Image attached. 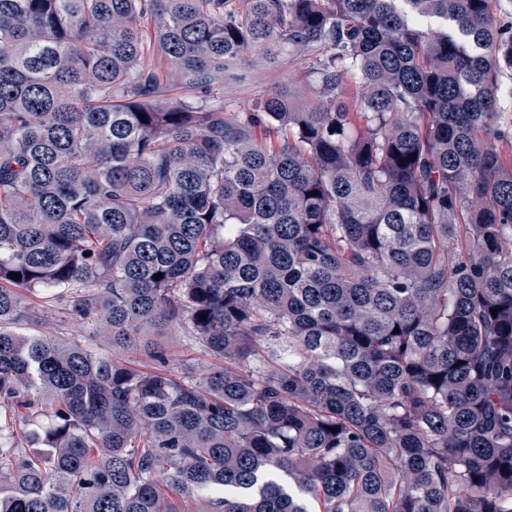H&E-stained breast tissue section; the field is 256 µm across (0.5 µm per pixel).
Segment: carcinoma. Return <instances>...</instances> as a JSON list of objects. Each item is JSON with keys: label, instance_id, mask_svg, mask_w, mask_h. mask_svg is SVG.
I'll list each match as a JSON object with an SVG mask.
<instances>
[{"label": "carcinoma", "instance_id": "1", "mask_svg": "<svg viewBox=\"0 0 512 512\" xmlns=\"http://www.w3.org/2000/svg\"><path fill=\"white\" fill-rule=\"evenodd\" d=\"M228 2L0 0V512H512V24ZM288 72V60L279 53L250 65L232 63L224 68V85L217 86L215 96L226 112H253L267 93L288 86ZM43 295L31 296L30 301L35 303L42 309L43 324L41 326H28L27 333H43L52 334L56 333L59 336H65L70 339L77 340L81 344L92 348L95 351L101 352L112 358V347L102 344L95 336L89 335V329L81 322L72 321L68 323L62 330L56 329L55 312L52 304L45 302ZM62 332V334L57 333ZM170 354L174 363H178L187 357L195 359L200 370H207L217 363L209 354L205 353L200 345L189 341L184 336H177L170 342Z\"/></svg>", "mask_w": 512, "mask_h": 512}]
</instances>
